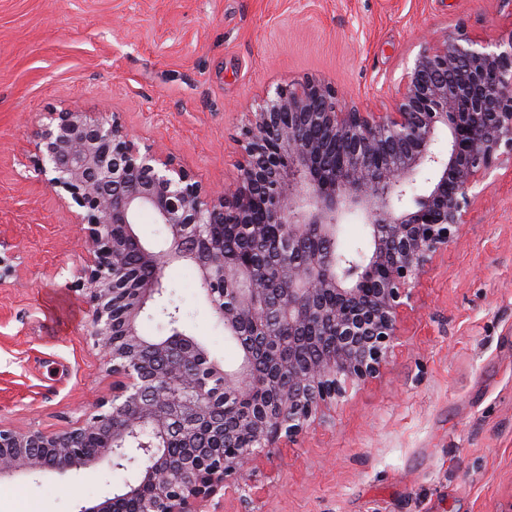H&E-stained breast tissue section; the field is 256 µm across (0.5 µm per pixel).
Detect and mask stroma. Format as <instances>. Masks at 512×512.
Segmentation results:
<instances>
[{
  "mask_svg": "<svg viewBox=\"0 0 512 512\" xmlns=\"http://www.w3.org/2000/svg\"><path fill=\"white\" fill-rule=\"evenodd\" d=\"M465 25L512 38V0H0V224L25 258L0 287V423L56 432L112 392L70 284L84 247L37 173L36 133L65 108L117 115L209 186L234 176V136L265 92L305 77L388 107L420 49ZM179 327L233 367L195 267L171 264ZM380 373L236 479L224 512H506L512 504V165L476 190L435 256ZM129 471L103 462L0 481V512H78Z\"/></svg>",
  "mask_w": 512,
  "mask_h": 512,
  "instance_id": "35a3bbf8",
  "label": "stroma"
}]
</instances>
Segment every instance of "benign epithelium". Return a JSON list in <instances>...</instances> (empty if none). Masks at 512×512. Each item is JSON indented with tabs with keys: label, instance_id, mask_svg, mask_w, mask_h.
<instances>
[{
	"label": "benign epithelium",
	"instance_id": "obj_1",
	"mask_svg": "<svg viewBox=\"0 0 512 512\" xmlns=\"http://www.w3.org/2000/svg\"><path fill=\"white\" fill-rule=\"evenodd\" d=\"M443 128L445 152L436 147ZM239 142L237 178L214 190L101 112H54L37 132L38 171L73 209L84 242L73 288L112 395L61 432L0 425V479L105 460L127 470L130 457L143 465L124 489L79 512H217L206 507L228 477L379 373L416 283L467 223L470 192L512 160V39L493 46L459 27L423 43L377 117L325 80L277 87L247 113ZM419 179L424 190L411 199ZM145 210L167 228L158 251L134 230ZM349 214L369 225L370 245L363 265L347 270L337 253ZM226 224L251 242L280 225L275 250L228 259ZM16 260L13 231L0 226V285L16 276ZM176 261L197 268L224 334L238 340L235 368L175 323L162 339L141 334ZM258 347L274 354L264 373ZM239 404L248 407L242 420L224 424V407ZM241 429L248 446L202 447Z\"/></svg>",
	"mask_w": 512,
	"mask_h": 512
}]
</instances>
